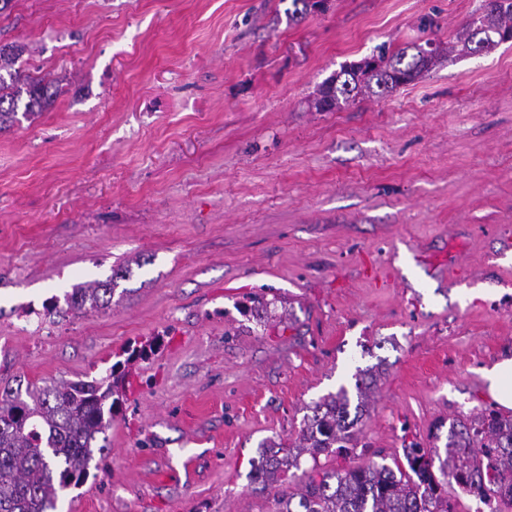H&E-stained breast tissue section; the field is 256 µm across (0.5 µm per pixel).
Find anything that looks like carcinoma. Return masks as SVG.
Segmentation results:
<instances>
[{"label": "carcinoma", "mask_w": 512, "mask_h": 512, "mask_svg": "<svg viewBox=\"0 0 512 512\" xmlns=\"http://www.w3.org/2000/svg\"><path fill=\"white\" fill-rule=\"evenodd\" d=\"M512 41V0H501L489 13L472 14L458 37L457 52H490ZM24 52L20 45L0 46V131L13 126L18 112L31 116L55 101L53 81L14 68ZM443 50L427 41L390 54L386 47L360 64L346 66L318 89L314 108L330 112L360 95H382L414 81L442 58ZM119 269L105 280L78 284L46 314L80 313L112 305ZM116 367L90 381L50 382L0 390V512H56L59 493L86 479L97 445L119 404ZM380 374L370 370L356 378L357 404L342 386L315 402L304 418L295 446L260 448L250 479L265 488L280 486L283 475L314 462L307 479L294 490L279 492L278 512H454L448 485L496 503L495 512L512 508V415L486 409L468 422L450 424L444 452L416 442L404 449L407 466L372 460L333 472H320L322 454L348 456L357 447L366 407Z\"/></svg>", "instance_id": "1"}]
</instances>
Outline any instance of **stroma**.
<instances>
[{"instance_id": "1", "label": "stroma", "mask_w": 512, "mask_h": 512, "mask_svg": "<svg viewBox=\"0 0 512 512\" xmlns=\"http://www.w3.org/2000/svg\"><path fill=\"white\" fill-rule=\"evenodd\" d=\"M480 0H10L58 81L0 133V387L126 394L60 512H277L249 478L312 402L381 371L351 457L444 448L512 358V42L311 108L343 65L455 40ZM130 268L110 308L49 301Z\"/></svg>"}]
</instances>
